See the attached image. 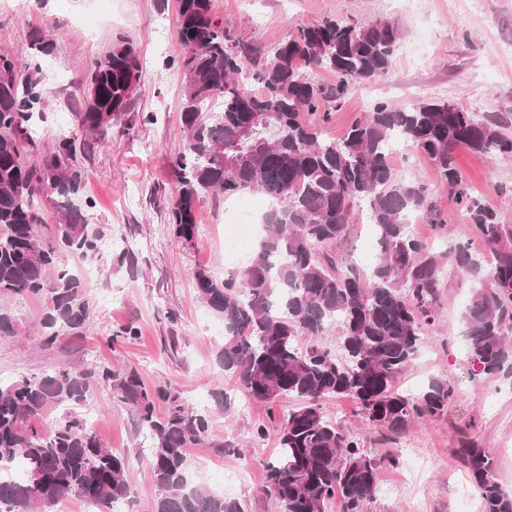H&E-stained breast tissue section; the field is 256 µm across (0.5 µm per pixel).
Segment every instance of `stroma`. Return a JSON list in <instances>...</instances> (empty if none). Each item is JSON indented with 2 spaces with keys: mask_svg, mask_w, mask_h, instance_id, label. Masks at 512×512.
Segmentation results:
<instances>
[{
  "mask_svg": "<svg viewBox=\"0 0 512 512\" xmlns=\"http://www.w3.org/2000/svg\"><path fill=\"white\" fill-rule=\"evenodd\" d=\"M215 2L225 27L266 46L330 17L362 23L396 20L400 36L390 76L345 97L323 127L329 136L342 137L377 102L406 107L448 100L480 115L512 113V0H424L418 14L407 9L405 0ZM176 9V0H0V48L21 52L23 64L38 67L51 87L36 128L41 150L49 149L56 132L76 128L79 102L73 89L86 82L94 63L113 45L133 42L142 65L132 103L113 116L109 139L79 156L85 180L75 199L85 206L88 228L98 239L131 240L132 259L121 261L117 249L104 257H67V265L86 279L93 318L82 338L63 337L51 349L40 346L42 299L1 297L0 307L12 314L16 333L0 340V382L92 362L116 371L137 368L148 386L178 392L186 405L212 416L209 444L187 451L192 481L216 492L231 485L230 496L244 512H272L263 491L266 466L278 453L275 429L289 405L248 398L235 377L220 373L216 359L224 337L216 329L222 321L200 302L191 277L200 267L223 277L227 209L247 207L259 214L265 200L255 194L204 197L196 207L192 244L178 243L169 233L185 86L182 70L173 64L181 53ZM37 29L53 39L51 56L31 50ZM149 113L156 115L155 123H144ZM456 159L485 203L512 224V158L492 159L461 147ZM391 163L403 177L432 187L449 237H472L424 154L403 143ZM372 248L367 214L356 210L345 256L366 272ZM468 296V284L457 278L443 284L440 319L427 329L420 352L397 384L399 391L415 394L431 379H447L455 393L443 415L422 418L405 434L384 439L368 429L351 399L323 403L328 417L364 436L370 454L399 459L397 466L379 472L380 482L395 484V491L379 493L369 512H482L481 498L455 454L469 443L494 457L499 482L512 492V377H473L457 332ZM128 326L137 328L135 339L112 341V334ZM219 386L232 399L225 413L211 397ZM83 413L107 446L131 460L134 512H154L157 490L144 461L149 442L132 413L103 386ZM258 424L267 426L265 438L252 435ZM227 440L234 442L237 455H225L220 444Z\"/></svg>",
  "mask_w": 512,
  "mask_h": 512,
  "instance_id": "35a3bbf8",
  "label": "stroma"
}]
</instances>
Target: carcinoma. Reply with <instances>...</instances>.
<instances>
[{"instance_id":"1","label":"carcinoma","mask_w":512,"mask_h":512,"mask_svg":"<svg viewBox=\"0 0 512 512\" xmlns=\"http://www.w3.org/2000/svg\"><path fill=\"white\" fill-rule=\"evenodd\" d=\"M176 28L185 87L182 148L173 162V237L193 241L197 203L210 194L272 200L261 218L263 234L242 266L222 279L204 269L193 273L199 299L224 322L220 369L251 398L296 401L277 427L279 454L267 465L266 495L278 512H324L336 498L341 512H367L381 461L326 416L323 402L350 397L369 426L391 433L443 414L454 394L447 381L433 379L416 395L394 385L439 315V288L448 273L472 282L461 321L473 375L512 367V224L474 194L455 158L460 146L512 158V116H478L448 101L403 108L379 102L336 140L306 123L303 113L325 124L348 94L386 78L399 40L396 23L323 19L269 50L224 29L214 0H178ZM31 48L48 55L53 41L35 31ZM315 69L334 81L314 79L309 72ZM140 77L130 42L97 61L78 111L80 131L101 140L111 135L105 115L126 110ZM249 78L260 93L245 89ZM47 95L40 78L22 72L16 53L1 48L0 297L46 296L40 343L51 349L63 335H84L92 317L85 281L67 269L64 257L96 254L99 244L72 205L82 187L77 155L92 143L60 131L51 151L38 155L36 113ZM219 98L223 111H210ZM247 123L252 130L244 137ZM393 136L431 160L464 223L493 252L490 270L469 238L438 250L413 234L412 217L437 229L445 221L430 186L392 166L387 143ZM239 155L248 161L234 163ZM41 194L58 197L50 238L38 230ZM360 206L379 250L367 275L340 254ZM51 267L58 272L50 283ZM332 327L339 333L335 350L318 341ZM98 386L114 390L149 439L145 461L159 490L155 512H243L238 501L188 481L187 449L209 439L210 414L148 387L134 367L117 373L103 365L57 367L0 384V512H33L70 496L92 502L97 512H117L128 499L129 458L106 447L77 412ZM158 399L168 403L162 417L155 414ZM52 406L63 413L45 425ZM460 458L484 512H512V494L499 483L494 458L475 447L460 449Z\"/></svg>"}]
</instances>
